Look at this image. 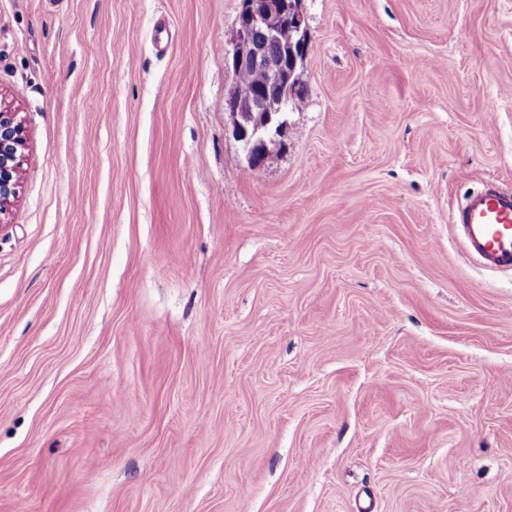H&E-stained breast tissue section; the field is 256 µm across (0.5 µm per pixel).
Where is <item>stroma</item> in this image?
<instances>
[{
  "instance_id": "obj_1",
  "label": "stroma",
  "mask_w": 512,
  "mask_h": 512,
  "mask_svg": "<svg viewBox=\"0 0 512 512\" xmlns=\"http://www.w3.org/2000/svg\"><path fill=\"white\" fill-rule=\"evenodd\" d=\"M241 0H0V512H512V0H303L245 166ZM0 100V231L10 224L11 213L20 192V178L27 155V131L23 117ZM466 253L483 269L512 270V191L494 186L468 195L454 213Z\"/></svg>"
}]
</instances>
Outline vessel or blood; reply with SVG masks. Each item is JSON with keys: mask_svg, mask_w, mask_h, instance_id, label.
<instances>
[{"mask_svg": "<svg viewBox=\"0 0 512 512\" xmlns=\"http://www.w3.org/2000/svg\"><path fill=\"white\" fill-rule=\"evenodd\" d=\"M468 256L492 272L512 270V191L494 186L468 195L454 213Z\"/></svg>", "mask_w": 512, "mask_h": 512, "instance_id": "vessel-or-blood-1", "label": "vessel or blood"}]
</instances>
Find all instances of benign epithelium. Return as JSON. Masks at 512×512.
<instances>
[{
	"label": "benign epithelium",
	"instance_id": "7a95c632",
	"mask_svg": "<svg viewBox=\"0 0 512 512\" xmlns=\"http://www.w3.org/2000/svg\"><path fill=\"white\" fill-rule=\"evenodd\" d=\"M302 0H242L237 19L236 44L231 56L234 72L260 69L264 83L250 96L238 93L224 101L232 134L242 146L249 168L259 167L275 148L283 146L288 100L285 91L301 90L297 69L308 48V29ZM288 31L290 40L278 54L267 50L270 42ZM23 117L0 101V232L20 192L27 155Z\"/></svg>",
	"mask_w": 512,
	"mask_h": 512
}]
</instances>
